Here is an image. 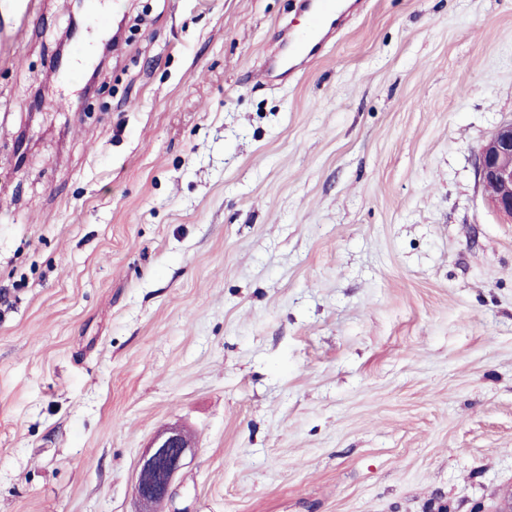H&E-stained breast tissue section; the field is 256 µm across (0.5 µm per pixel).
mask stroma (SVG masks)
Here are the masks:
<instances>
[{
	"label": "stroma",
	"mask_w": 512,
	"mask_h": 512,
	"mask_svg": "<svg viewBox=\"0 0 512 512\" xmlns=\"http://www.w3.org/2000/svg\"><path fill=\"white\" fill-rule=\"evenodd\" d=\"M73 0H0V512H501L512 0H352L267 72L298 0H98L128 39L73 83ZM479 178L494 192L489 203L499 215L512 219V120L500 125L476 156ZM195 452L196 446L179 426L165 427L156 434L143 452L135 475L139 512H157V504L171 502L174 483Z\"/></svg>",
	"instance_id": "35a3bbf8"
}]
</instances>
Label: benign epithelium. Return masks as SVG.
<instances>
[{
	"label": "benign epithelium",
	"instance_id": "7a95c632",
	"mask_svg": "<svg viewBox=\"0 0 512 512\" xmlns=\"http://www.w3.org/2000/svg\"><path fill=\"white\" fill-rule=\"evenodd\" d=\"M476 166L483 185L494 189L489 197L493 210L512 219V121L500 125L481 145ZM195 452L196 446L179 426L165 427L156 434L135 475L139 512H156V505L172 500L174 483Z\"/></svg>",
	"mask_w": 512,
	"mask_h": 512
}]
</instances>
